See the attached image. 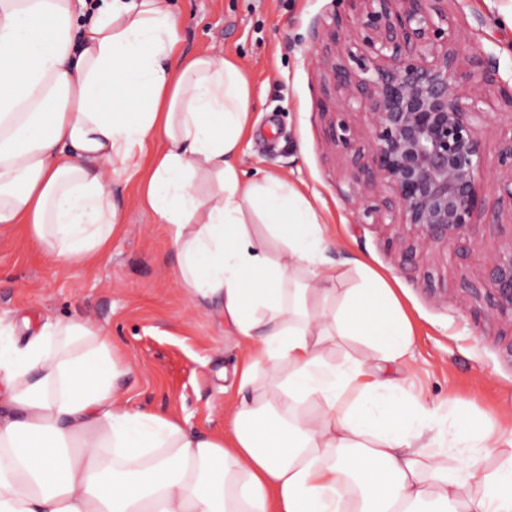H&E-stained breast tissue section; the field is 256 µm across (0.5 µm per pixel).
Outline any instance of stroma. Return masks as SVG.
I'll list each match as a JSON object with an SVG mask.
<instances>
[{"label": "stroma", "mask_w": 512, "mask_h": 512, "mask_svg": "<svg viewBox=\"0 0 512 512\" xmlns=\"http://www.w3.org/2000/svg\"><path fill=\"white\" fill-rule=\"evenodd\" d=\"M182 54L202 50L234 56L244 67L253 104V132L238 165L247 177L284 175L311 200L328 226L334 260L364 257L391 281L413 327V356L389 373H405L411 393L443 411L494 416L512 430V325L488 317L486 301L460 308L465 282H480L486 259L512 226L497 223L491 205L478 243L435 249L414 266H399L391 226L355 223L345 194L355 169L330 140L340 99L325 83L317 59L332 46L328 25L337 0H173ZM512 0H467L464 19L484 17L469 32L473 48L494 53L502 74L512 73ZM112 198L124 225L92 266L61 271L20 234L0 235V313L28 318L32 329L57 320L101 326L126 351L131 371L120 391L143 408L176 411L203 434L227 429L238 397L235 368L241 350L221 310L179 288L176 257L165 225L139 205L137 182H117Z\"/></svg>", "instance_id": "stroma-1"}]
</instances>
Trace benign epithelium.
Here are the masks:
<instances>
[{
	"instance_id": "1",
	"label": "benign epithelium",
	"mask_w": 512,
	"mask_h": 512,
	"mask_svg": "<svg viewBox=\"0 0 512 512\" xmlns=\"http://www.w3.org/2000/svg\"><path fill=\"white\" fill-rule=\"evenodd\" d=\"M450 1L464 13L466 0H341L348 13L332 17L336 59L323 61L342 94L332 140L357 168L345 197L360 224L392 215L404 264L462 239L477 243L488 179L495 213L512 220V135L499 142L493 171L482 136L490 91L509 107L512 127V76L503 78L499 59L485 51L461 64L468 28L448 13ZM352 112L363 117L357 126L344 118ZM378 185L391 192L382 208L370 199ZM483 284L490 317L512 323V238L489 256ZM483 290L464 289L461 306Z\"/></svg>"
}]
</instances>
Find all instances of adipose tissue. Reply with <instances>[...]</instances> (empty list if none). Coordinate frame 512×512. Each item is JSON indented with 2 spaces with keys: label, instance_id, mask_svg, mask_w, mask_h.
<instances>
[{
  "label": "adipose tissue",
  "instance_id": "obj_1",
  "mask_svg": "<svg viewBox=\"0 0 512 512\" xmlns=\"http://www.w3.org/2000/svg\"><path fill=\"white\" fill-rule=\"evenodd\" d=\"M180 41L171 0H100L83 24L74 0H0V232L61 268L92 261L121 223L112 183L140 179L181 288L239 337L231 429L121 398L129 358L93 323L20 347L0 315V512H512V437L381 375L412 344L394 288L330 258L286 180L246 177V73ZM339 340L368 352L332 360Z\"/></svg>",
  "mask_w": 512,
  "mask_h": 512
}]
</instances>
